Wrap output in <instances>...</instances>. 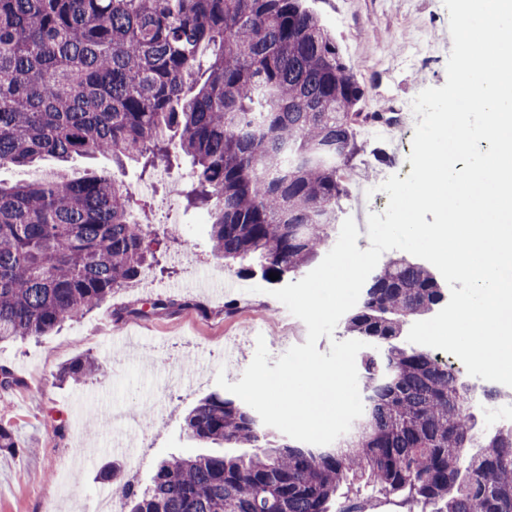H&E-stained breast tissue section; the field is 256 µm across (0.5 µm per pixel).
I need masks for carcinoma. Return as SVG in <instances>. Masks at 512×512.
Here are the masks:
<instances>
[{
  "mask_svg": "<svg viewBox=\"0 0 512 512\" xmlns=\"http://www.w3.org/2000/svg\"><path fill=\"white\" fill-rule=\"evenodd\" d=\"M364 88L303 0H0V167L106 155L149 172L192 160L187 206L209 210L213 255L238 274L303 271L329 244L354 158ZM179 135L177 141L169 132ZM115 171L0 184V342L82 318L159 264V235L132 219ZM448 288L403 255L377 267L344 320L364 411L338 444L269 439L255 411L211 395L190 438L252 448L161 461L130 512H512V428L478 440L452 368L400 341ZM91 357L64 366L81 379Z\"/></svg>",
  "mask_w": 512,
  "mask_h": 512,
  "instance_id": "carcinoma-1",
  "label": "carcinoma"
}]
</instances>
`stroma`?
<instances>
[{"label":"stroma","mask_w":512,"mask_h":512,"mask_svg":"<svg viewBox=\"0 0 512 512\" xmlns=\"http://www.w3.org/2000/svg\"><path fill=\"white\" fill-rule=\"evenodd\" d=\"M317 14L366 89L365 112H399L423 89L446 82L447 52L435 46L448 30L443 0H305ZM425 45L431 57L415 52ZM364 148L346 182L343 214L356 218L366 208L383 212L386 193L366 199L380 174L406 178L412 133L402 142L366 135ZM133 216L159 225L167 234L162 262L167 271L147 288L129 285L82 319L39 339L0 344V365L8 366L20 387L0 392V424L10 427L17 449H0V512H97L105 488L97 478L112 462L126 463L105 426L115 410L135 411L144 435L136 448L138 484H147L156 461L195 455L201 446L184 429V417L200 398L217 393V373L238 382L251 362L257 336H264L276 364L290 346L304 344V323L274 297L257 292L260 278L246 279L236 265L211 253L210 215L188 208L182 195L172 207L153 195L139 196ZM174 308L147 317L134 308L155 299ZM94 357L95 373L77 382L59 381L61 368L74 358ZM458 372L475 406L482 431L512 426V388ZM81 474L72 494L65 465Z\"/></svg>","instance_id":"35a3bbf8"}]
</instances>
